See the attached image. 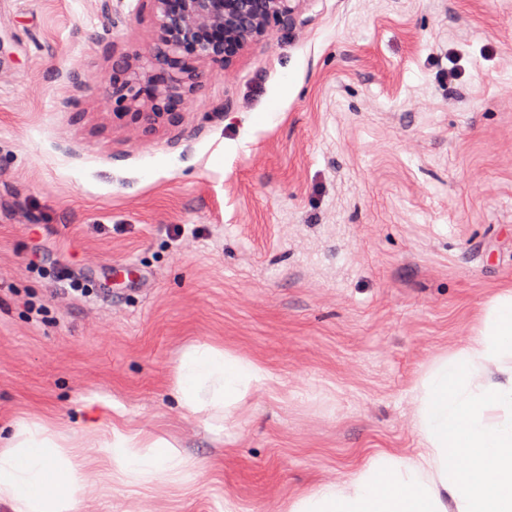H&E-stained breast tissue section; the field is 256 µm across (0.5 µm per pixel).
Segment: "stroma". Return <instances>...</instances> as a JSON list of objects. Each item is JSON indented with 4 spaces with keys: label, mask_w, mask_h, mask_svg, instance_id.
<instances>
[{
    "label": "stroma",
    "mask_w": 512,
    "mask_h": 512,
    "mask_svg": "<svg viewBox=\"0 0 512 512\" xmlns=\"http://www.w3.org/2000/svg\"><path fill=\"white\" fill-rule=\"evenodd\" d=\"M101 5L0 0V427L118 422L206 466L76 512H282L413 455L422 371L512 286V0H305L147 136L104 88L149 9ZM192 341L274 377L221 434L171 395Z\"/></svg>",
    "instance_id": "stroma-1"
}]
</instances>
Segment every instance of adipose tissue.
<instances>
[{
  "instance_id": "obj_1",
  "label": "adipose tissue",
  "mask_w": 512,
  "mask_h": 512,
  "mask_svg": "<svg viewBox=\"0 0 512 512\" xmlns=\"http://www.w3.org/2000/svg\"><path fill=\"white\" fill-rule=\"evenodd\" d=\"M271 373L205 342L184 346L171 393L214 432ZM419 450L363 456L338 482L293 496L286 512H512V289L497 291L463 347L434 358L415 387ZM203 464L176 438L119 424L65 434L41 419L0 446V500L14 512H74L101 478L134 489L190 484Z\"/></svg>"
}]
</instances>
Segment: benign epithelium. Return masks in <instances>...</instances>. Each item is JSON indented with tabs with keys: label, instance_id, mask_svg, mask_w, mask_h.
Returning <instances> with one entry per match:
<instances>
[{
	"label": "benign epithelium",
	"instance_id": "1",
	"mask_svg": "<svg viewBox=\"0 0 512 512\" xmlns=\"http://www.w3.org/2000/svg\"><path fill=\"white\" fill-rule=\"evenodd\" d=\"M154 40L112 56L106 96L115 115L150 132L185 122V101L207 76L230 69L274 27L298 26L304 0H147Z\"/></svg>",
	"mask_w": 512,
	"mask_h": 512
}]
</instances>
